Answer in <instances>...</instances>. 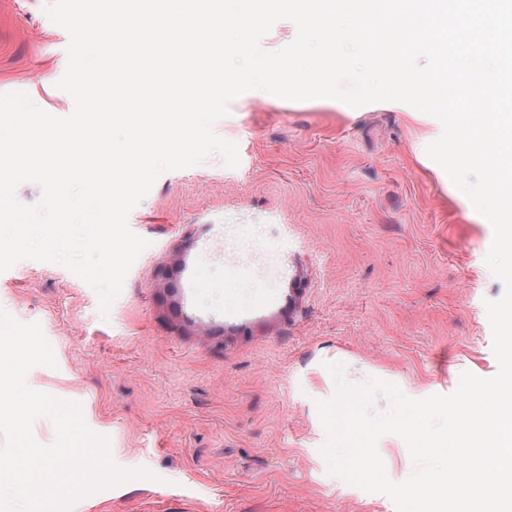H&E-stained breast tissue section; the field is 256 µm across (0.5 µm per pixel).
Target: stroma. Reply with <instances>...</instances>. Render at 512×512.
<instances>
[{
    "instance_id": "stroma-1",
    "label": "stroma",
    "mask_w": 512,
    "mask_h": 512,
    "mask_svg": "<svg viewBox=\"0 0 512 512\" xmlns=\"http://www.w3.org/2000/svg\"><path fill=\"white\" fill-rule=\"evenodd\" d=\"M51 2L0 0V94L62 118L69 35ZM214 130L239 165L159 175L128 216L148 246L108 314L61 265L0 272V308L39 323L56 361L27 386L85 405L115 464L147 472L72 512H396L327 471V366L414 399L495 375L493 229L420 160L441 127L404 110L353 117L247 92Z\"/></svg>"
}]
</instances>
